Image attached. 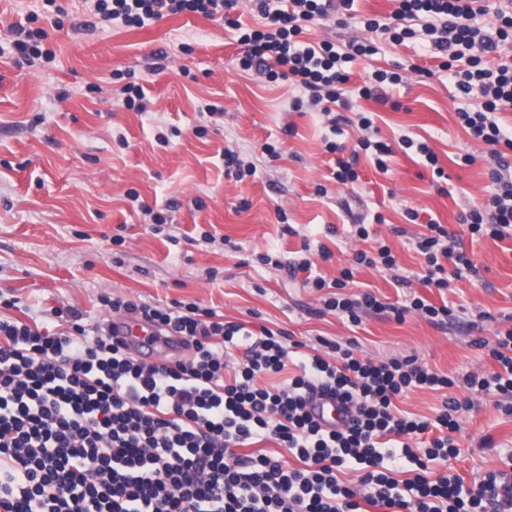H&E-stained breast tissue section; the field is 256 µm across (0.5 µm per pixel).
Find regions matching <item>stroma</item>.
<instances>
[{
	"mask_svg": "<svg viewBox=\"0 0 512 512\" xmlns=\"http://www.w3.org/2000/svg\"><path fill=\"white\" fill-rule=\"evenodd\" d=\"M61 4L68 12L63 25L46 16L37 21L54 62L19 67L8 52L9 27L25 20L34 4L0 0V294L17 298L22 314L64 304L104 322L112 317L99 303L104 293L161 304L197 300L252 330L263 325L307 342L319 336L357 340L373 359L414 354L458 378L493 369L487 343L495 338L498 316L512 314V238H464L480 280H453L443 293L417 280L424 258L414 242L423 224L433 219L458 230V214L483 205L491 191L486 147L457 120L465 101L421 42H382L380 54L356 62L350 84L359 86L367 71L394 62L431 69V76L411 72L406 84L387 89L388 105L359 98L354 109L378 114L388 142L405 135L425 139L449 176L444 193L432 187L428 168L400 151L384 174L360 158L355 187L330 179L325 115L290 111L296 89L239 72L238 46L222 23L182 13L121 28L102 22L87 0ZM117 70L124 80L113 79ZM125 80L143 86L146 111L124 107L119 89ZM210 102L223 106V114L207 113ZM289 124L294 132L287 135ZM201 126L202 136L196 133ZM174 128L179 136H171ZM161 134L170 135L169 145L158 143ZM267 142L278 147V159L263 157ZM228 148L254 163L255 175H225ZM465 154L475 162L464 164ZM320 184L326 194H316ZM131 188L169 216L166 235L151 233L147 216L131 207ZM411 209L418 222L406 219ZM377 213L384 221L372 225L371 234L386 241L397 268L360 269L354 291L369 290L391 303L416 291L449 306L447 324L435 326L414 313L401 321L374 314L353 327L323 312L320 292L305 284L308 273L293 271L308 242L332 253L330 260H315L312 273L337 277L363 246L355 220ZM395 225L405 235L392 233ZM206 232L213 242H203ZM119 233L123 243L113 244ZM265 253L279 266L259 262ZM403 277L409 289H402ZM483 311L491 321L470 329ZM479 338L484 346H476ZM485 437L492 447H481ZM455 438L460 453L452 467L466 483L480 481L506 469L512 417L483 398L464 415Z\"/></svg>",
	"mask_w": 512,
	"mask_h": 512,
	"instance_id": "35a3bbf8",
	"label": "stroma"
}]
</instances>
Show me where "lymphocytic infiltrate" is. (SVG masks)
<instances>
[{
  "label": "lymphocytic infiltrate",
  "instance_id": "1",
  "mask_svg": "<svg viewBox=\"0 0 512 512\" xmlns=\"http://www.w3.org/2000/svg\"><path fill=\"white\" fill-rule=\"evenodd\" d=\"M25 23L12 25L17 64L54 59L43 48L40 13L64 17L58 0H40ZM101 21L142 27L170 15L191 13L223 21L240 47L241 71H261L268 82L298 89L295 112L312 109L329 118L326 140L332 179L358 182L360 155L387 172L394 150H410L443 177L436 153L406 136L397 144L371 138L372 113L360 112L350 144L336 141L341 111L354 99L386 103L384 88L405 82L402 64L376 68L361 86L350 87L355 61L377 55L373 33L395 44L420 40L440 58L461 98H479V109L457 108L461 127L489 148L488 200L460 216L471 235L512 236V131L499 113L512 111V0H395L389 16H359V0H254L259 27L236 12L245 0H91ZM360 20L368 36L336 47L305 41L313 26ZM426 265L424 287L447 289L450 278H468L477 267L458 235L432 221L415 242ZM396 260L386 244L376 252L356 251L339 277H315L326 310L360 325L368 313L413 312L444 325L447 306L417 293L401 303L382 302L351 291L356 268ZM101 305L119 318L153 329L163 341L188 346L186 357L158 362L135 357L114 336L113 324L83 323L76 310L56 306L49 319L61 331L9 317L17 299L0 302V512H512V473H489L465 486L446 468L459 448L454 435L465 413L494 397L512 416V327L497 330L489 351L494 369L472 372L463 381L430 368L417 356L375 360L360 355L355 342L317 338L310 351L285 331L222 321L215 309L196 302L162 306L103 295ZM297 374L285 377L288 365ZM282 375L274 385L262 377ZM462 384L465 396L447 398L435 417L401 410L398 399L416 389L439 391ZM318 397L344 407L342 422L318 420ZM275 441L283 452H253L252 444ZM358 481H340L345 470Z\"/></svg>",
  "mask_w": 512,
  "mask_h": 512
}]
</instances>
